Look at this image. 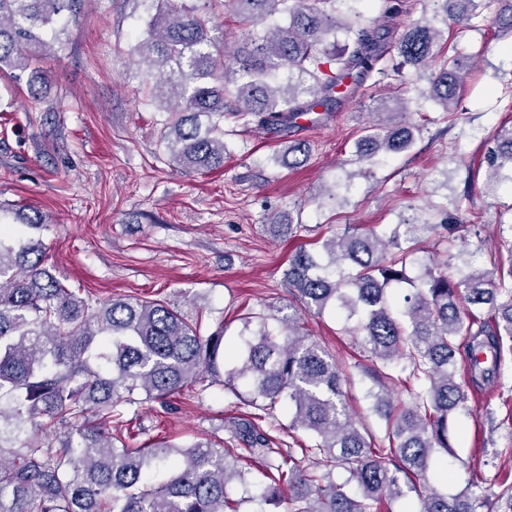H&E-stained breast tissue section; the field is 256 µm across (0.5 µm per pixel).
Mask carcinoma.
I'll list each match as a JSON object with an SVG mask.
<instances>
[{
  "label": "carcinoma",
  "instance_id": "obj_1",
  "mask_svg": "<svg viewBox=\"0 0 512 512\" xmlns=\"http://www.w3.org/2000/svg\"><path fill=\"white\" fill-rule=\"evenodd\" d=\"M144 30L134 48L149 96L165 99L158 141L179 168L202 173L224 167V119L249 127L285 126L317 107L329 108L347 81L384 59L383 19L349 7L352 0H132ZM434 16L464 26L489 21L512 34V0H430ZM82 0H0V73H30V93L46 76L39 62L63 47ZM230 12L241 37L227 47L209 25ZM353 35L336 43V31ZM448 38L427 18L412 20L393 44L399 62L427 86H405L379 100L377 120L364 127L356 156L399 153L418 127L406 114L408 95L456 109L466 68L445 55ZM493 181H512V127L496 136L486 157ZM29 230L48 224L40 212H13ZM435 224L372 227L327 239L322 253L299 249L285 277L292 295L317 314L336 310L344 332L360 338L371 362L372 408L385 421L376 442L346 402L336 356L300 332L298 318L262 312L243 318L237 364L224 369V329L204 336L201 323L161 301L118 296L94 302L67 288L41 264V242L0 233V512H240L229 500L234 480L248 483L240 461L257 463L265 478L259 502L278 504L291 491L289 512H379L385 499L413 493L417 512H512V486L488 495L474 481L456 495L434 487L427 473L452 447L450 425L466 410V388L495 378L504 344L512 348V258L458 277L427 270L407 275L415 248ZM485 310L486 319L476 310ZM237 391L260 411L227 429L243 445L155 440L142 448L117 445L112 429L143 401L167 399L192 386ZM404 388L409 402L393 395ZM288 407V429L311 443L280 448L255 419ZM346 474L342 484L335 470Z\"/></svg>",
  "mask_w": 512,
  "mask_h": 512
}]
</instances>
